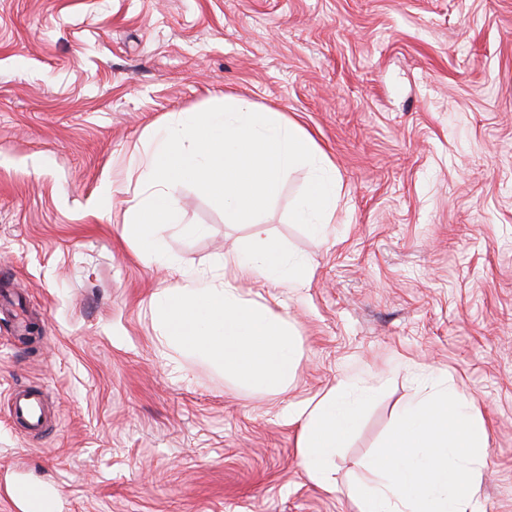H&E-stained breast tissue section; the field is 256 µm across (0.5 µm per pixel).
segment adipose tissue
I'll return each instance as SVG.
<instances>
[{
	"label": "adipose tissue",
	"instance_id": "ef3b65f1",
	"mask_svg": "<svg viewBox=\"0 0 512 512\" xmlns=\"http://www.w3.org/2000/svg\"><path fill=\"white\" fill-rule=\"evenodd\" d=\"M362 400L347 389L327 391L313 406L300 410V463L316 484L328 485L336 465V451L343 447L361 416Z\"/></svg>",
	"mask_w": 512,
	"mask_h": 512
}]
</instances>
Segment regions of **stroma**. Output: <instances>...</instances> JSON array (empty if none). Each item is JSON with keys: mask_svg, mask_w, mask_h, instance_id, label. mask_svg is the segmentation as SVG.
Segmentation results:
<instances>
[{"mask_svg": "<svg viewBox=\"0 0 512 512\" xmlns=\"http://www.w3.org/2000/svg\"><path fill=\"white\" fill-rule=\"evenodd\" d=\"M233 96L285 113L336 174L320 236L260 216L296 290L221 267L251 228L180 184L153 264L123 234L153 131ZM116 188L102 203L105 183ZM223 272L288 320L293 381L244 385L166 345L151 306ZM0 512H359L401 408L469 396L488 436L479 512H512V0H0ZM368 389L331 489L300 464V407ZM44 394L30 436L10 394Z\"/></svg>", "mask_w": 512, "mask_h": 512, "instance_id": "1", "label": "stroma"}]
</instances>
